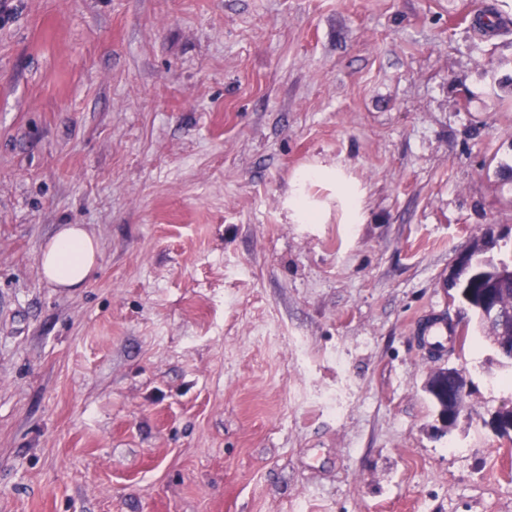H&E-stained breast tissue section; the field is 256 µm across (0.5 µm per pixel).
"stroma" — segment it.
I'll return each instance as SVG.
<instances>
[{
    "instance_id": "stroma-1",
    "label": "stroma",
    "mask_w": 512,
    "mask_h": 512,
    "mask_svg": "<svg viewBox=\"0 0 512 512\" xmlns=\"http://www.w3.org/2000/svg\"><path fill=\"white\" fill-rule=\"evenodd\" d=\"M313 165L365 223L321 182L291 221ZM62 224L85 287L39 271ZM490 228L512 0H0V512H512L494 346L422 334ZM311 181H331L334 184L336 183V199L343 213L342 223H365L364 190L348 186L339 168L320 165L300 172L292 181L286 200V207L288 208V215L294 223H324L325 206L313 202L305 192L306 184ZM100 246L83 224H63L39 256L43 278L56 288H82L98 265ZM448 369L453 370L457 368L454 367H437L434 369V371L430 374V376L427 379L426 387L430 394L436 398V393L440 390V384L444 380V378L447 377L448 379ZM467 387L462 389V387L456 385L454 389L447 393V396L444 398V405L441 404L439 401V411H438V418L439 423L442 424L444 427H448V421L449 422H457L458 418L460 417L459 410L461 409V403H460V396L463 390H466Z\"/></svg>"
}]
</instances>
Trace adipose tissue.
<instances>
[{
    "label": "adipose tissue",
    "mask_w": 512,
    "mask_h": 512,
    "mask_svg": "<svg viewBox=\"0 0 512 512\" xmlns=\"http://www.w3.org/2000/svg\"><path fill=\"white\" fill-rule=\"evenodd\" d=\"M311 181L334 182L344 223H364L363 190L348 186L340 169L320 165L300 172L292 181L286 206L294 223L320 224L324 221V206L313 202L305 192L306 184ZM99 256V242L92 232L81 224H65L57 229L41 251L38 265L49 284L58 288H81L96 268Z\"/></svg>",
    "instance_id": "obj_1"
}]
</instances>
